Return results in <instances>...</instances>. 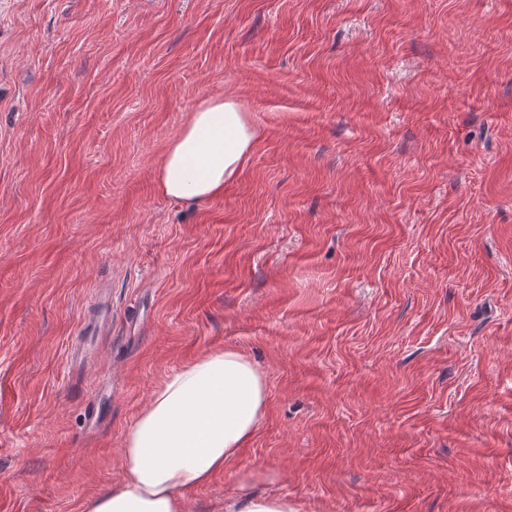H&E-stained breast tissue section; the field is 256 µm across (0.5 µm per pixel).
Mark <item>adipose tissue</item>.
<instances>
[{
	"mask_svg": "<svg viewBox=\"0 0 512 512\" xmlns=\"http://www.w3.org/2000/svg\"><path fill=\"white\" fill-rule=\"evenodd\" d=\"M259 129L232 98L197 103L165 152L164 195L185 201L223 193L242 171ZM268 404L263 373L233 346L171 371L123 436L124 476L83 512H183L187 492L208 484L253 438ZM222 512H299L285 495L241 482Z\"/></svg>",
	"mask_w": 512,
	"mask_h": 512,
	"instance_id": "ef3b65f1",
	"label": "adipose tissue"
}]
</instances>
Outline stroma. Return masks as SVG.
Here are the masks:
<instances>
[{
    "mask_svg": "<svg viewBox=\"0 0 512 512\" xmlns=\"http://www.w3.org/2000/svg\"><path fill=\"white\" fill-rule=\"evenodd\" d=\"M218 96L250 157L168 199ZM225 346L267 413L186 512L253 475L300 512H512V0H0V512H82ZM258 133L235 99L201 100L166 149L158 173L162 193L185 201L222 194L242 171Z\"/></svg>",
    "mask_w": 512,
    "mask_h": 512,
    "instance_id": "1",
    "label": "stroma"
}]
</instances>
